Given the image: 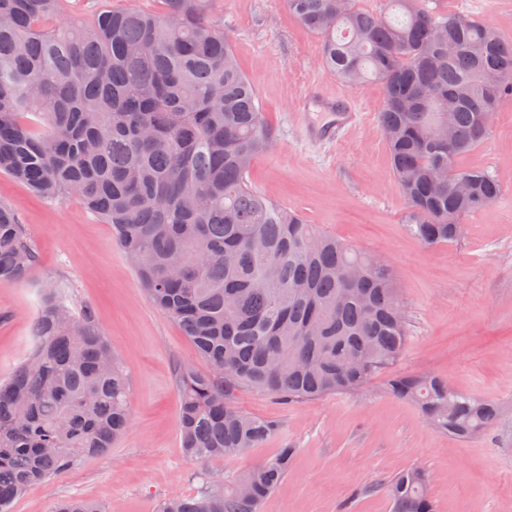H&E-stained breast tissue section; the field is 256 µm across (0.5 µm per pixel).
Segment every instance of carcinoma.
<instances>
[{
  "label": "carcinoma",
  "mask_w": 512,
  "mask_h": 512,
  "mask_svg": "<svg viewBox=\"0 0 512 512\" xmlns=\"http://www.w3.org/2000/svg\"><path fill=\"white\" fill-rule=\"evenodd\" d=\"M152 12L68 0H0V172L39 198L80 199L112 225L141 287L192 343L177 366L180 440L205 462L257 448L279 430L243 412L240 390L290 405L350 394L408 344L388 269L257 192L254 159L275 141L220 14L223 0H156ZM321 41L343 83L379 82L407 233L427 248L460 240L463 218L506 195L461 160L512 96V38L492 25L434 14L420 0H284ZM37 263L18 206L0 200V282ZM383 392L433 430L462 439L502 419L495 399L430 373H392ZM130 382L92 318L52 283L40 291L32 347L0 382V512L35 483L112 448L130 426ZM297 449H278L232 485L202 482L158 512H260ZM429 474L411 467L381 486L394 512H435ZM53 512H103L72 497Z\"/></svg>",
  "instance_id": "cac0c4a2"
}]
</instances>
